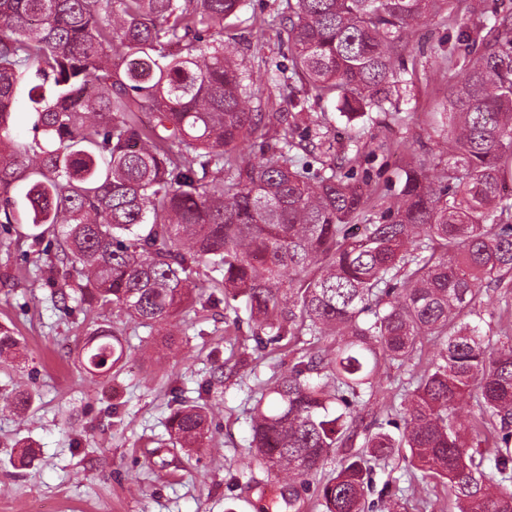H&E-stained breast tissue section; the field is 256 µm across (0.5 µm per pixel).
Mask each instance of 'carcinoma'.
Returning <instances> with one entry per match:
<instances>
[{"mask_svg": "<svg viewBox=\"0 0 512 512\" xmlns=\"http://www.w3.org/2000/svg\"><path fill=\"white\" fill-rule=\"evenodd\" d=\"M245 6L0 0V229L24 217L39 256L53 237L31 286L55 289L66 311L71 300L166 324L212 302L193 278L202 265L221 276L224 300L245 298L257 330L310 337L313 351L264 385L250 448L290 488L340 450L323 512H408L373 478V463L401 448L412 474L448 485L457 512H512V315L495 343L473 320L482 289L512 288V9L488 27L460 0L288 3L291 75H264L335 97L350 118L406 96L409 34L449 10L464 72L434 113L448 167L431 174L417 160L390 201L354 171L392 145L336 156L303 102L291 114L251 109L253 75L224 47ZM21 91L34 114L28 145L9 135ZM272 130L282 136L269 154H241ZM294 150L309 160L296 164ZM370 209L378 220L356 224ZM431 340L439 350L408 371L401 410H372L382 366L407 365ZM18 347L0 324V359ZM83 357L91 374L126 365L122 330L96 332ZM209 418L203 397L180 401L171 444L206 447Z\"/></svg>", "mask_w": 512, "mask_h": 512, "instance_id": "1", "label": "carcinoma"}]
</instances>
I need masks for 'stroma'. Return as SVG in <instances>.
I'll list each match as a JSON object with an SVG mask.
<instances>
[{"label":"stroma","mask_w":512,"mask_h":512,"mask_svg":"<svg viewBox=\"0 0 512 512\" xmlns=\"http://www.w3.org/2000/svg\"><path fill=\"white\" fill-rule=\"evenodd\" d=\"M242 22L224 41L246 69H290L286 43L287 0H247ZM457 29L447 14L419 24L415 50L404 59L410 92L396 115L347 120L333 100L309 98L313 114H326L334 149L351 139L405 141L408 154L370 156L363 169L378 194L393 195L405 163L432 154L447 165L432 114L463 73L449 62L450 37ZM26 225L11 229L10 247H0V323L13 327L24 348L21 358L0 362V512H263L283 486L263 460L248 451L250 416L262 382L304 355L302 342H256L253 329L226 323L245 315L244 300L207 305L192 326L173 318L176 342L161 332L128 325L132 344L125 368L114 376H91L79 353L94 329L111 325L110 308L87 307L64 314L52 289L30 287L33 265L26 253ZM223 369L208 401L212 441L187 453L171 446L165 422L177 399H194L212 372ZM29 390L33 402L18 416L7 398ZM37 450L26 468L13 467L16 443Z\"/></svg>","instance_id":"35a3bbf8"}]
</instances>
